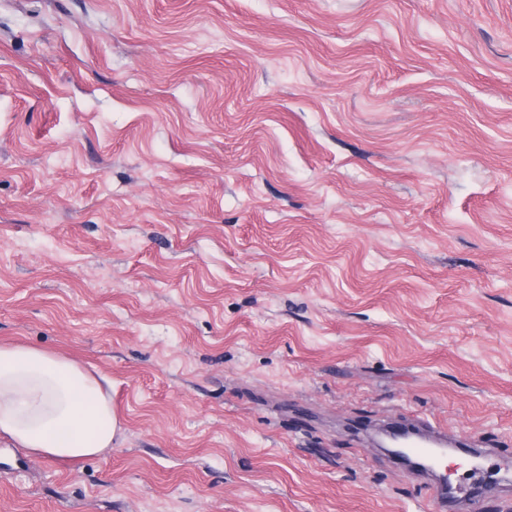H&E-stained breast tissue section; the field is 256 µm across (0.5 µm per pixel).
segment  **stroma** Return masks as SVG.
Returning <instances> with one entry per match:
<instances>
[{"mask_svg": "<svg viewBox=\"0 0 512 512\" xmlns=\"http://www.w3.org/2000/svg\"><path fill=\"white\" fill-rule=\"evenodd\" d=\"M108 380L109 454L0 437V512H512V0H0V344ZM390 432L412 436L415 440L426 444L427 447H445L448 444L447 431L434 425L423 416H416L410 422L401 423L396 430Z\"/></svg>", "mask_w": 512, "mask_h": 512, "instance_id": "obj_1", "label": "stroma"}]
</instances>
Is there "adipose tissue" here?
<instances>
[{
    "mask_svg": "<svg viewBox=\"0 0 512 512\" xmlns=\"http://www.w3.org/2000/svg\"><path fill=\"white\" fill-rule=\"evenodd\" d=\"M120 429L102 380L78 363L26 345H0V436L66 460L110 451Z\"/></svg>",
    "mask_w": 512,
    "mask_h": 512,
    "instance_id": "1",
    "label": "adipose tissue"
}]
</instances>
